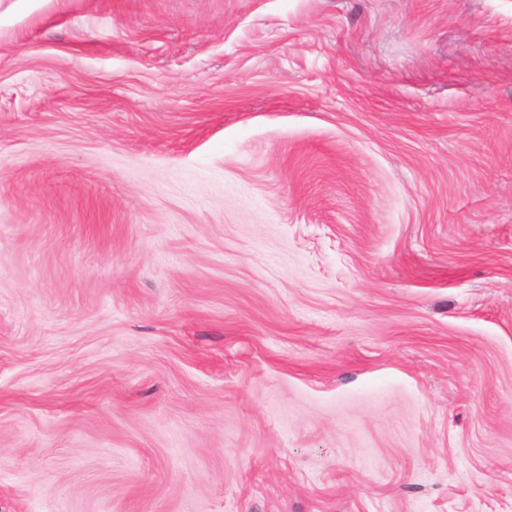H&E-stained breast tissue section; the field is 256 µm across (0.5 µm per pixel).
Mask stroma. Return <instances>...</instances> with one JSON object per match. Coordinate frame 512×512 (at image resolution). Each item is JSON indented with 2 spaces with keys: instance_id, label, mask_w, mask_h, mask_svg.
Listing matches in <instances>:
<instances>
[{
  "instance_id": "obj_1",
  "label": "stroma",
  "mask_w": 512,
  "mask_h": 512,
  "mask_svg": "<svg viewBox=\"0 0 512 512\" xmlns=\"http://www.w3.org/2000/svg\"><path fill=\"white\" fill-rule=\"evenodd\" d=\"M0 512H512V0H0Z\"/></svg>"
}]
</instances>
